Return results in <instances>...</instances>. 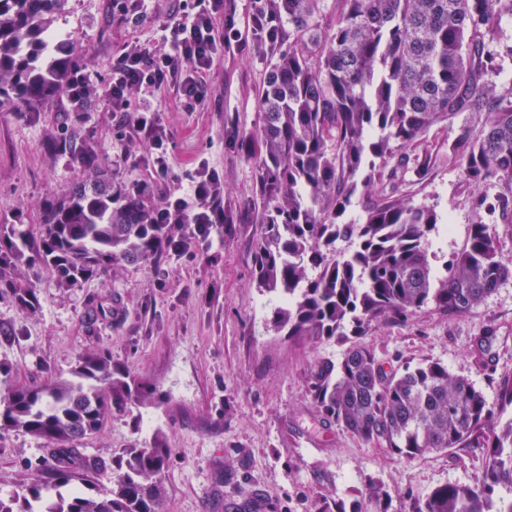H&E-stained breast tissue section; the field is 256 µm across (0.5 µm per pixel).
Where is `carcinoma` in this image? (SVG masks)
Returning a JSON list of instances; mask_svg holds the SVG:
<instances>
[{
    "label": "carcinoma",
    "instance_id": "obj_1",
    "mask_svg": "<svg viewBox=\"0 0 512 512\" xmlns=\"http://www.w3.org/2000/svg\"><path fill=\"white\" fill-rule=\"evenodd\" d=\"M68 0H0V110L48 108L67 94L91 105L83 76L87 53L55 39ZM512 0H262L245 31L224 9L225 49L247 46L270 58L259 88L260 124L229 147L252 151L260 202L254 273L283 301L273 325L288 337L349 343L338 362L311 369L318 412L364 443L407 459L451 448H482L474 484L447 483L415 498L405 512H512V375L499 403L439 361L415 366L383 360L363 337L434 304L461 315L512 277L498 259L495 224H512V83L495 78L512 45L501 20ZM484 114L475 131L455 120ZM455 133L448 154L424 148L432 128ZM84 179L44 208L39 232L0 224V296L38 308L23 269L47 271L74 287L120 264L169 255L176 224H150L152 206L118 189L87 144H69ZM460 160L464 180L490 221L470 226L464 249L433 274L429 237L436 210L402 193L405 174ZM500 190L492 197L486 186ZM360 224H346L352 203ZM338 239L355 250L338 254ZM152 398L107 351L84 354L71 379L47 388L0 393V431L18 430L52 445L54 463L25 488L24 503L0 512H160L161 476L170 449L155 440L128 448L101 490L90 474L108 468L83 440L105 418ZM506 490L511 499L497 496ZM391 496L371 482L352 512H390Z\"/></svg>",
    "mask_w": 512,
    "mask_h": 512
}]
</instances>
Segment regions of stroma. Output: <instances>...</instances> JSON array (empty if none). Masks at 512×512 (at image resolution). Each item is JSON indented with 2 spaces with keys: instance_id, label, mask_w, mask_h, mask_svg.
<instances>
[{
  "instance_id": "1",
  "label": "stroma",
  "mask_w": 512,
  "mask_h": 512,
  "mask_svg": "<svg viewBox=\"0 0 512 512\" xmlns=\"http://www.w3.org/2000/svg\"><path fill=\"white\" fill-rule=\"evenodd\" d=\"M192 0H148L131 24L112 12V0H68L61 29L87 50L86 74L96 89L88 111L60 96L41 112H0V224L38 232L45 204L61 200L82 178L69 151L55 148L61 128L95 148L115 185L150 179L144 157L151 145L109 112L112 63L132 38L156 45L168 17L189 12ZM267 63L243 48L216 61L207 96L186 108L171 90L158 96L156 115L170 158L167 190L183 192L204 164L218 173L232 233L180 256L139 266L120 265L77 287L56 277L35 278L39 307L21 310L0 298V385L51 386L69 378L78 358L107 350L154 393L149 404L113 413L85 440L92 456L118 458L124 449L158 440L170 449L162 474L161 512H336L352 507L369 480L385 484L393 512L409 499L447 483H473L482 465L477 448H456L416 459L385 454L325 421L308 391L317 360H340L341 341L288 338L275 330L276 301L258 288L254 249L256 168L229 149L228 133L259 125L258 93ZM418 204L450 217L453 232L431 236L434 272L461 252L468 229L484 218L458 163L403 185ZM493 329V359L475 355L476 341ZM383 358L410 364L443 362L469 379L489 403L500 378L512 373V279L473 311L454 317L428 306L405 322L380 325L367 337ZM49 463L47 444L21 431L0 432V500L22 496Z\"/></svg>"
}]
</instances>
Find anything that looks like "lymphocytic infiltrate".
Returning a JSON list of instances; mask_svg holds the SVG:
<instances>
[{"label": "lymphocytic infiltrate", "mask_w": 512, "mask_h": 512, "mask_svg": "<svg viewBox=\"0 0 512 512\" xmlns=\"http://www.w3.org/2000/svg\"><path fill=\"white\" fill-rule=\"evenodd\" d=\"M193 4L191 13L165 25L162 44L150 47L131 42L112 64L108 110L121 113L132 133L154 147L148 159L154 176L137 186L138 192L146 196L158 190L159 180L170 166L154 118L158 93L172 87L186 106L201 103L207 93V74L224 46L217 30L224 0H193ZM133 88L142 94L135 105L127 96ZM218 197L216 177L205 167L192 177L187 193H167L165 206L153 211V223L188 227L181 238L170 241L172 253H182L192 243L206 242L217 235L224 224V208Z\"/></svg>", "instance_id": "f902f5d3"}]
</instances>
